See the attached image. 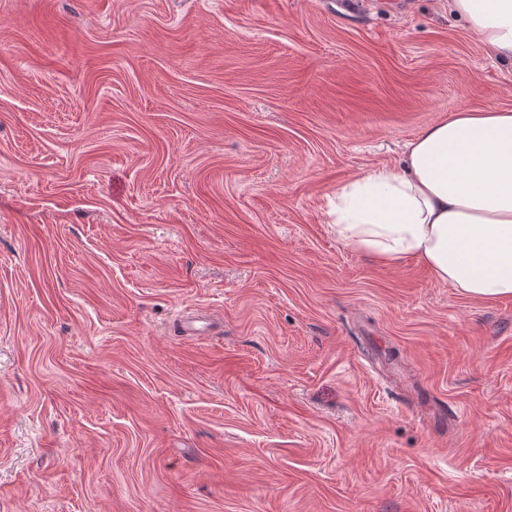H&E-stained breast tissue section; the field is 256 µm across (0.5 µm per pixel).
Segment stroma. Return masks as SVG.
<instances>
[{
    "instance_id": "35a3bbf8",
    "label": "stroma",
    "mask_w": 512,
    "mask_h": 512,
    "mask_svg": "<svg viewBox=\"0 0 512 512\" xmlns=\"http://www.w3.org/2000/svg\"><path fill=\"white\" fill-rule=\"evenodd\" d=\"M490 105L448 0H0V512H512V298L328 214Z\"/></svg>"
}]
</instances>
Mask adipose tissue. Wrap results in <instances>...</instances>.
<instances>
[{
  "label": "adipose tissue",
  "instance_id": "1",
  "mask_svg": "<svg viewBox=\"0 0 512 512\" xmlns=\"http://www.w3.org/2000/svg\"><path fill=\"white\" fill-rule=\"evenodd\" d=\"M490 57L512 62V0H451ZM337 237L374 260L420 259L470 300L512 297V109H461L400 165L336 189Z\"/></svg>",
  "mask_w": 512,
  "mask_h": 512
}]
</instances>
